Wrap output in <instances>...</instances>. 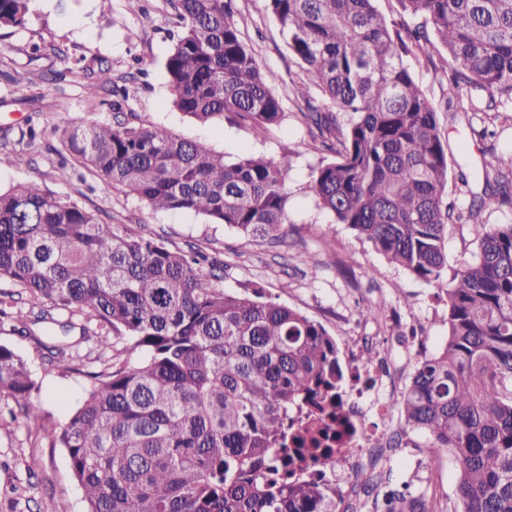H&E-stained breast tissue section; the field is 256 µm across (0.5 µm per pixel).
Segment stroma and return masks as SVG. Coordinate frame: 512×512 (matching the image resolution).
<instances>
[{
	"mask_svg": "<svg viewBox=\"0 0 512 512\" xmlns=\"http://www.w3.org/2000/svg\"><path fill=\"white\" fill-rule=\"evenodd\" d=\"M140 6L134 13L127 0H72L68 8L63 0H36L25 28L0 29V70L13 77L9 83L0 81V130L8 132L0 137V190L36 180L103 222L218 260L226 290L263 288L274 301L320 322L335 337L342 366L362 364L366 353L378 354L389 367L385 397L397 402L418 362L441 348L448 308L438 297V285L389 263L319 207L311 173L322 155L312 147L292 93L293 81L306 72L290 53L264 0H233L232 7L242 41L279 76L273 90L285 119L265 135L233 119L200 124L172 107L165 60L178 32L173 0H141ZM36 45L42 46V53H33ZM54 45L75 48V58L53 55ZM79 56L90 65L103 61L111 66L113 80L129 91L121 110L108 106V92L87 97L68 75ZM406 62L432 101L450 103L438 113L448 143V194L460 208H467L472 194L484 186L485 167L493 155L512 151V106H500L488 120H480L470 106L485 104L486 93L452 88L440 70L441 58L429 63L410 56ZM90 121L164 127L183 138L206 141L231 160L261 154L276 163L288 162L291 223L285 238L271 246L199 214L152 210L136 195L105 184L84 167L60 179L66 151L57 128ZM29 127L37 138L28 165L9 166L7 155L20 130ZM328 237L335 240L331 252L324 248ZM19 291L16 284L0 280V345L26 360L38 386L31 400L41 418L35 424L26 422L20 402L0 396V512H56L62 502L69 512H86L67 451L55 438L66 415L84 401L91 374L111 367L112 352L82 342L83 331L98 333L96 322L65 312L58 313L57 324L39 323L30 334L18 333L14 318L20 306L11 297ZM368 303L379 305L383 316H367L363 307ZM68 319L75 326L67 339L77 344L78 355L70 369L48 370L35 339L59 335V322ZM385 424L401 445L387 449L381 461L363 464L364 474L380 472L389 477L391 487H407L412 495H426L440 512H454L459 476L450 456L430 454L426 434L405 427L398 416L387 417ZM32 456L42 465L30 471L26 462Z\"/></svg>",
	"mask_w": 512,
	"mask_h": 512,
	"instance_id": "stroma-1",
	"label": "stroma"
}]
</instances>
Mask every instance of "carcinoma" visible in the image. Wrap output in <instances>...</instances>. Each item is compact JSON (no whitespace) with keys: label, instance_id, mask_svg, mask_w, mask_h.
I'll use <instances>...</instances> for the list:
<instances>
[{"label":"carcinoma","instance_id":"1","mask_svg":"<svg viewBox=\"0 0 512 512\" xmlns=\"http://www.w3.org/2000/svg\"><path fill=\"white\" fill-rule=\"evenodd\" d=\"M35 0H0V28L25 26ZM307 81L293 88L319 150L320 206L389 262L446 284L448 336L423 358L398 416L424 432L432 454L459 472L455 512H512V225L483 213L512 206V152L463 214L448 202V147L438 111L403 57L444 49L456 88L487 92L485 111L512 103V0H398L418 20L407 43L375 0H265ZM181 32L165 61L171 104L200 123L233 115L258 131L282 123L278 75L239 37L227 0H178ZM94 97L112 69L71 71ZM69 155L154 210L205 215L247 236L278 241L288 215V168L261 155L225 159L208 144L159 127L68 124ZM478 225L470 262L444 280L448 225ZM52 311L96 320L126 357L93 376L56 442L87 512H336L332 483L281 473L310 462L336 472L334 411L344 370L317 321L265 298L224 289L209 256L105 224L36 180L0 191V279ZM50 365L70 368V346L38 341ZM36 384L24 358L0 345V396ZM380 512H433L409 492L382 491Z\"/></svg>","mask_w":512,"mask_h":512}]
</instances>
